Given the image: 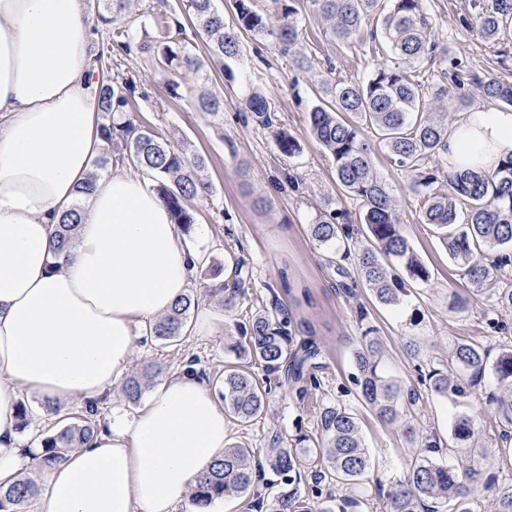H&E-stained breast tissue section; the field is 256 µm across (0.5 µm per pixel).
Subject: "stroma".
Returning <instances> with one entry per match:
<instances>
[{
    "instance_id": "obj_1",
    "label": "stroma",
    "mask_w": 512,
    "mask_h": 512,
    "mask_svg": "<svg viewBox=\"0 0 512 512\" xmlns=\"http://www.w3.org/2000/svg\"><path fill=\"white\" fill-rule=\"evenodd\" d=\"M471 5L472 0H426L439 58L415 66L424 94L446 89L452 122L485 105L483 82L495 78L512 84V44H491L467 30L463 19L471 13ZM294 6L300 50L313 61L308 71L281 56L271 42L246 34L237 60L225 65L211 62L206 38L191 27L182 35L169 31L168 44L176 50L191 42L194 53L209 63L207 84L186 72L173 94L153 55L134 51L112 58L113 77L131 79L136 85L135 119L206 159L202 176L216 192L196 204L203 231L191 236L189 243L205 255L206 262L195 270L192 288L212 287L210 266L233 256L244 259L249 273L247 294L236 309L224 310L206 296L199 299V309L212 310L223 322V335L209 336L192 328L175 343L149 339L135 351L127 370L153 366L159 383L187 367L202 379H214L237 363L226 345L236 338V327L245 316L287 309L294 346L306 343L320 351L324 368L319 401L358 415L372 457L371 479L361 486L348 490L323 481L324 500L338 505L345 497L362 500L374 496L376 486H391L402 477L406 463L424 454L428 437L442 443L437 460L454 462L453 417L488 411L490 397L501 391L495 375L488 372L467 398L446 401L424 396L410 409L407 422L414 434L406 436L371 412L352 383L353 354L363 340L376 343L387 374L411 384L419 370L445 368L448 345L458 339L476 340L490 357H497L504 345H512V311L494 308L490 294L473 289L433 227L423 224L410 189L411 174L389 158L383 145L375 147L376 166L399 202L402 234L430 270L429 283L412 286L400 306L380 305L359 280L353 259H341L313 242L310 226L322 214L346 212L349 224L356 226L360 204L337 187L333 161L311 137L307 114L318 102L322 82L334 77L360 81L395 59L388 53L375 54L371 37L375 19H367L356 36L342 42L333 37L312 0H295ZM448 60L459 63L461 85L445 77ZM203 86L223 96L220 117L195 110L193 97ZM253 87L274 108V128L263 129L246 120L245 99ZM279 131L296 140L295 155L288 157L278 150ZM408 336L421 338L419 356L404 349ZM227 432L232 442L249 444L261 462L268 448L292 444L301 434L316 435L317 417L310 400L300 398L297 384L283 372L271 384L261 418L247 424L229 420Z\"/></svg>"
}]
</instances>
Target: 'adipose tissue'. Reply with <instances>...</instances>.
I'll return each mask as SVG.
<instances>
[{"instance_id":"adipose-tissue-1","label":"adipose tissue","mask_w":512,"mask_h":512,"mask_svg":"<svg viewBox=\"0 0 512 512\" xmlns=\"http://www.w3.org/2000/svg\"><path fill=\"white\" fill-rule=\"evenodd\" d=\"M92 40L83 0H0V488L33 472L35 512H175L229 444L223 407L190 370L51 467L18 448L21 392L89 407L111 395L202 261L148 178L126 172L98 180L55 255L103 147ZM511 154L512 111L484 106L448 130L449 169ZM81 220L82 207L81 203L78 202L75 207L71 208L65 215H63L60 224H58L59 229L56 233L58 254L69 248L72 235L76 226L81 223Z\"/></svg>"}]
</instances>
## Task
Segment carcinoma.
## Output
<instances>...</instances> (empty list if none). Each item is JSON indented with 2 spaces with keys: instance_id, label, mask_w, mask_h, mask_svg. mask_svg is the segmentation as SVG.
I'll return each mask as SVG.
<instances>
[{
  "instance_id": "carcinoma-1",
  "label": "carcinoma",
  "mask_w": 512,
  "mask_h": 512,
  "mask_svg": "<svg viewBox=\"0 0 512 512\" xmlns=\"http://www.w3.org/2000/svg\"><path fill=\"white\" fill-rule=\"evenodd\" d=\"M293 0H268L267 9L258 10L255 0H234V18L228 23L214 0H184L182 12L208 40L211 56L220 62L235 60L242 53V34L272 42L280 53L299 67L311 69L310 57L298 52L300 31L295 21ZM317 11L329 22L336 38L346 41L359 33L367 18L380 24V36L396 66L381 65L361 82H325L319 90L318 104L308 113L313 138L331 156L336 183L347 194L360 201V221L365 226L361 243L354 239V229L338 223L330 212L311 225V236L319 245L341 257H354L358 277L376 300L386 306H397L410 284H426L430 280L427 266L410 246L400 230L399 205L376 169L374 145L364 131L375 133L399 166L412 176L411 189L420 202L423 223L434 227L449 255L464 268L470 283L482 287L499 279L507 266L502 259L489 260V253L506 245L512 246V155L503 159L492 171L463 169L444 175L448 189L434 187L438 178L429 164L447 151L448 125L439 118L446 111L440 89L432 100L424 98L421 84L411 74L412 66L423 58H432L437 43L432 36L425 0H313ZM129 0H96L95 18L112 25L111 46L128 54L132 50L153 53L160 50L162 63L172 79L167 81L172 92L180 88L175 81L183 72L207 79L204 63L189 49L179 52L148 36H138L135 20L128 12ZM473 13L463 24L487 41L512 38V0H473ZM484 98L503 108L512 107V84L491 78L481 85ZM135 85L111 77H99L98 111L100 135L104 142L102 155L94 163L95 170L82 183L80 193L93 192L101 172L112 165H123L146 175L165 205L174 224L188 233L196 224L192 202L212 196V184L201 177L205 158L187 153L158 136L152 128L130 117ZM195 108L209 116L223 111L220 97L210 91L200 92ZM248 118L264 129L274 126L271 103L259 92L246 99ZM82 220L81 204H76L58 224L57 250L69 248L76 226ZM228 275L217 288L204 292L219 298L224 309H235L246 296L247 270L242 259L225 264ZM223 267V268H225ZM223 268H217L222 274ZM198 304L194 291L176 301L171 310L156 319L150 335L174 343L185 332L190 310ZM288 313L280 311L271 318L255 313L240 326V337L230 349L238 359L255 364L264 373L265 382L256 380L244 369H228L218 378L219 397L224 412L247 424L265 410L267 389L264 384L290 364L294 381L301 384L299 395L316 392L320 382L316 372L323 368L318 350H305L298 357L289 352L293 342ZM488 351L478 344L459 340L448 348V368L419 373L420 384L430 394L446 398L464 397L474 387L487 367ZM355 385L361 398L383 421L402 423V403L414 405L420 400L416 386L403 387L386 377L379 368L377 350L370 342L354 353ZM494 374L504 386L493 400L496 423L503 426L501 441L512 440V349L502 350L493 363ZM154 378L149 365L127 376L122 385L125 398L136 404ZM320 440L311 447L272 448L266 459L269 470L281 478L282 490L271 504L272 512H314L310 498L295 485V475L304 465L312 468L313 477L330 479L348 488L369 479L371 458L363 441L361 426L355 414L338 406L314 403ZM482 422L475 416L459 415L453 422L452 445L461 464L444 465L428 456H418L407 463L405 473L383 495L385 512H474L478 492L489 486L485 478V461L493 450L476 448L474 442ZM96 425L81 416L68 415L67 422L42 440L41 461L50 465L63 451L79 448L95 434ZM254 453L245 444L224 449V458L216 461L191 490L194 505L201 507L219 497L245 496L254 486L256 471ZM34 480L22 475L9 488L0 489V512H24L25 505L36 494ZM495 512H512V483L500 486Z\"/></svg>"
}]
</instances>
